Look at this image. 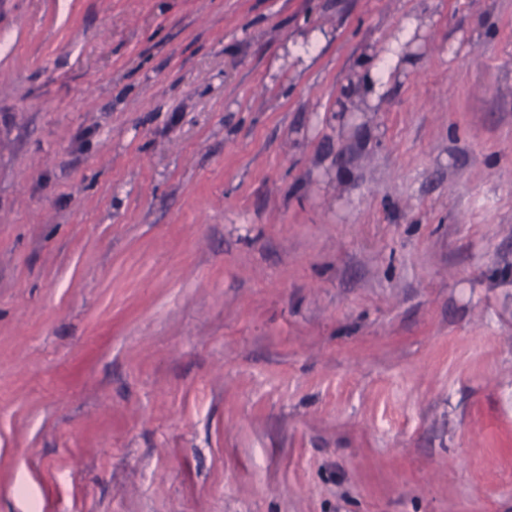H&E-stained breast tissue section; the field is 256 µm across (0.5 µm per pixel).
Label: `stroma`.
<instances>
[{"mask_svg": "<svg viewBox=\"0 0 512 512\" xmlns=\"http://www.w3.org/2000/svg\"><path fill=\"white\" fill-rule=\"evenodd\" d=\"M0 512H512V0H0ZM391 66V54L384 56L374 63L370 70V77L366 85L362 87V91L372 96L380 92L383 88V84L386 83L389 78Z\"/></svg>", "mask_w": 512, "mask_h": 512, "instance_id": "1", "label": "stroma"}]
</instances>
